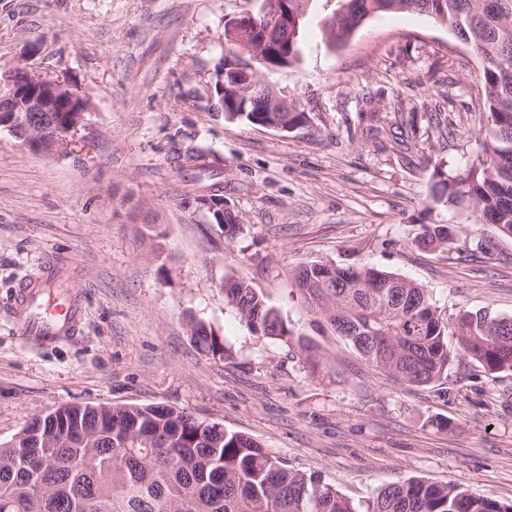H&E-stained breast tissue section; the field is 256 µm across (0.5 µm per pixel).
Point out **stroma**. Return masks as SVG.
<instances>
[{"label": "stroma", "instance_id": "1", "mask_svg": "<svg viewBox=\"0 0 512 512\" xmlns=\"http://www.w3.org/2000/svg\"><path fill=\"white\" fill-rule=\"evenodd\" d=\"M261 0H0V74L22 66L88 107L78 144L36 153L0 131V443L67 404H163L256 439L352 500L414 478L512 500V373L456 355L437 386H408L316 331L300 265L362 263L426 288L442 319L512 317V236L466 203L432 199L434 168L480 152L479 57L411 12L367 19L332 47L333 0H313L300 55L270 82L305 127L282 132L215 108L227 20ZM221 171L242 231L198 209L187 150ZM451 224L435 252L412 241ZM71 263L84 294L77 338L24 344L19 282L45 258ZM249 283L297 339L252 335L221 283ZM201 322L225 361L191 339Z\"/></svg>", "mask_w": 512, "mask_h": 512}]
</instances>
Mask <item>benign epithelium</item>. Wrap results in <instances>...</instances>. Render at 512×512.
<instances>
[{
  "mask_svg": "<svg viewBox=\"0 0 512 512\" xmlns=\"http://www.w3.org/2000/svg\"><path fill=\"white\" fill-rule=\"evenodd\" d=\"M288 29V16L247 13L226 23V35L236 43L255 41L262 48L274 33ZM87 106L65 85L45 79L22 66L0 76V130L8 131L33 151L68 149L85 125Z\"/></svg>",
  "mask_w": 512,
  "mask_h": 512,
  "instance_id": "benign-epithelium-1",
  "label": "benign epithelium"
}]
</instances>
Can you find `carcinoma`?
I'll return each instance as SVG.
<instances>
[{
  "instance_id": "cac0c4a2",
  "label": "carcinoma",
  "mask_w": 512,
  "mask_h": 512,
  "mask_svg": "<svg viewBox=\"0 0 512 512\" xmlns=\"http://www.w3.org/2000/svg\"><path fill=\"white\" fill-rule=\"evenodd\" d=\"M328 20L329 40L338 45L368 18L388 12H416L448 25L478 55L485 89V135L478 162L463 172L439 177L436 201L468 200L479 220L512 233V0H335ZM301 25L272 40L265 59L292 66L299 56ZM224 69L244 65L252 54L225 41ZM249 124L270 117L295 128L305 112H264L269 87L258 78L246 87ZM448 224H426L412 245L436 251L453 243ZM226 239L241 230L237 215L224 208L219 225ZM294 285L369 365L407 385L434 384L448 372L457 350L489 375L512 372V317L485 310L465 311L443 322L421 285L369 265L336 266L311 262L293 274ZM225 303L255 336L290 342L294 331L250 284L225 278ZM191 338L197 349L218 360L231 352L204 324ZM63 436L45 438L47 429L15 444L0 445V512H512V502L476 495L456 483L423 479L395 482L366 502H355L324 482L321 475L290 468L253 438L202 425L184 410L160 404L112 405V416L95 408L65 406L46 415ZM44 492L34 499L33 485Z\"/></svg>"
}]
</instances>
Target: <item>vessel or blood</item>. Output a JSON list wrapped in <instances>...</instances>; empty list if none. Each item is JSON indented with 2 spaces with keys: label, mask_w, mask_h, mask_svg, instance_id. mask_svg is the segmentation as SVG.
<instances>
[{
  "label": "vessel or blood",
  "mask_w": 512,
  "mask_h": 512,
  "mask_svg": "<svg viewBox=\"0 0 512 512\" xmlns=\"http://www.w3.org/2000/svg\"><path fill=\"white\" fill-rule=\"evenodd\" d=\"M65 271L63 262L46 259L39 276L24 280L15 290L13 316L24 341L42 347L74 339L82 327L85 305L81 289H69L64 299L49 295V284Z\"/></svg>",
  "instance_id": "1"
}]
</instances>
